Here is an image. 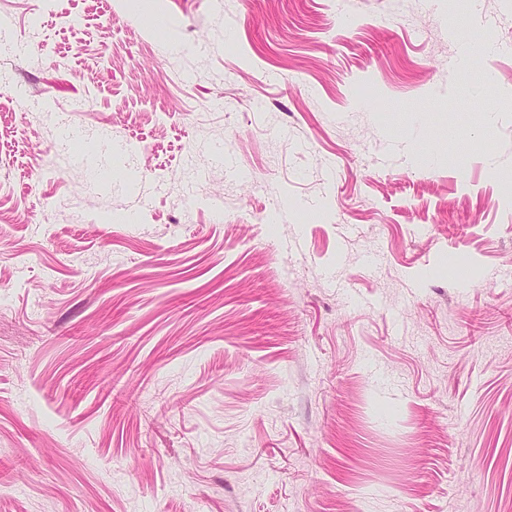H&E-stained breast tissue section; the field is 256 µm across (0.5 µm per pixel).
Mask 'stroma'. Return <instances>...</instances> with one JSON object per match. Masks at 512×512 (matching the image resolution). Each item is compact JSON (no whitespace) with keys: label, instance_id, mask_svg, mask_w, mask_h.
<instances>
[{"label":"stroma","instance_id":"1","mask_svg":"<svg viewBox=\"0 0 512 512\" xmlns=\"http://www.w3.org/2000/svg\"><path fill=\"white\" fill-rule=\"evenodd\" d=\"M0 16V512H512V0Z\"/></svg>","mask_w":512,"mask_h":512}]
</instances>
